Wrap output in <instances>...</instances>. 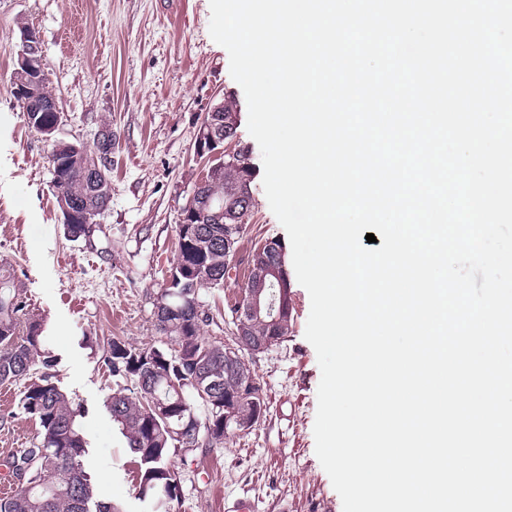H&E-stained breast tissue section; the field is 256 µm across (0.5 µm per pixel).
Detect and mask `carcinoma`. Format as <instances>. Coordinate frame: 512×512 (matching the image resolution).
Instances as JSON below:
<instances>
[{"label": "carcinoma", "instance_id": "carcinoma-1", "mask_svg": "<svg viewBox=\"0 0 512 512\" xmlns=\"http://www.w3.org/2000/svg\"><path fill=\"white\" fill-rule=\"evenodd\" d=\"M238 105L231 95L224 97V135L230 141L237 135ZM242 160L227 165L208 179L206 197L212 204L224 203V223L195 224L191 233L178 235L174 264L182 268L181 280L191 293L172 299L177 312L164 320L156 319L159 332L170 337L176 349L152 346L137 348L119 339L109 343L106 361L112 376L128 382L112 394L110 414L126 438L127 448L139 458L138 496L155 504L163 502L162 512L180 498L176 475L168 466L176 452L177 439L170 429L190 422V412L181 405L186 399L199 403L193 381L200 378L208 387L209 401L205 417L197 425L218 437H224V405H229L241 423L254 420V403L240 396L241 387L254 377L249 363L235 356L225 364L224 345L201 334V325L210 317L197 310L200 292L215 284L199 275L208 268L224 275V237L239 238L250 223L256 207L251 185L254 170L247 147H240ZM84 154L59 158V171L53 175L56 201L88 203L101 212L111 201V170L92 185L82 175ZM271 247L256 246L244 287L261 292L265 298L275 295L282 308L277 320L260 311L235 325V330L256 341L281 343L288 336L292 307L288 287L278 279H287L285 247L281 240L270 239ZM0 383H14L43 369L30 380L21 398L25 414L40 426V440L11 460L27 465L23 478L14 481L15 490L0 498V512H88L93 488L91 475L84 468L87 442L77 422L79 410L55 384L50 373L52 359L45 348L43 325L26 313V302L10 270L0 266Z\"/></svg>", "mask_w": 512, "mask_h": 512}]
</instances>
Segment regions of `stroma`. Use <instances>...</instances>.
Returning a JSON list of instances; mask_svg holds the SVG:
<instances>
[{
  "mask_svg": "<svg viewBox=\"0 0 512 512\" xmlns=\"http://www.w3.org/2000/svg\"><path fill=\"white\" fill-rule=\"evenodd\" d=\"M210 0H0V264L15 275L30 314L44 321L55 383L80 411L84 463L96 499L124 512H150L137 497L138 460L109 414L116 390L104 362L118 337L148 348L170 340L155 326L156 297L175 257L176 229L202 167L194 156L199 119L223 96L247 102L229 54L209 34ZM37 28L70 141L93 144L111 125L112 200L89 239L67 237L52 187L51 145L30 127L10 80L23 27ZM256 208L236 245V272L203 290L211 320L204 336L232 345L234 308L255 243L286 239L261 179ZM286 340L250 355L267 410L249 434L171 455L182 487L173 512H225L232 499H258L260 512H343L315 454L321 371L305 338L310 297L291 281ZM0 399V459L39 440L21 407L22 383Z\"/></svg>",
  "mask_w": 512,
  "mask_h": 512,
  "instance_id": "35a3bbf8",
  "label": "stroma"
}]
</instances>
